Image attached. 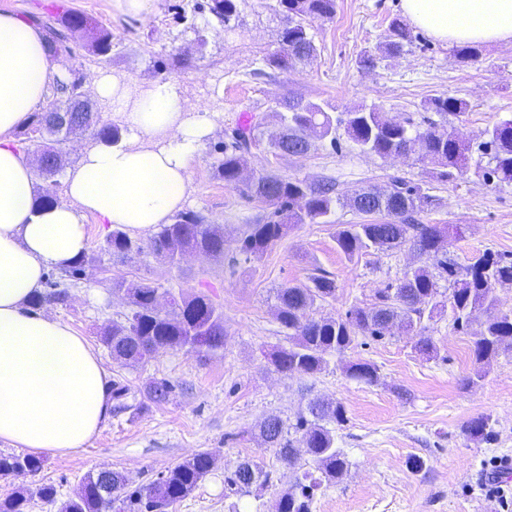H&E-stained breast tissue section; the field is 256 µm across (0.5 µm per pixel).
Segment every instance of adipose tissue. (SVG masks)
<instances>
[{
  "label": "adipose tissue",
  "instance_id": "ef3b65f1",
  "mask_svg": "<svg viewBox=\"0 0 512 512\" xmlns=\"http://www.w3.org/2000/svg\"><path fill=\"white\" fill-rule=\"evenodd\" d=\"M413 25L448 44L512 40V0H401ZM61 73L43 32L0 13V440L33 451L80 449L112 410L106 372L65 322L32 311L49 267L88 248L91 214L133 234L170 223L190 188L188 161L214 125L192 116L173 82L138 97L99 74L93 89L122 112L129 143L86 149L65 175L66 199L41 204L42 185L15 132Z\"/></svg>",
  "mask_w": 512,
  "mask_h": 512
}]
</instances>
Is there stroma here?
Segmentation results:
<instances>
[{
    "mask_svg": "<svg viewBox=\"0 0 512 512\" xmlns=\"http://www.w3.org/2000/svg\"><path fill=\"white\" fill-rule=\"evenodd\" d=\"M210 0H151L148 15L121 11L116 0H0V12L20 19L75 12L88 24L112 32V51L101 66L84 38H77L70 66L91 83L110 73L139 88L159 80L176 83L181 97L215 124L213 134L190 160V190L185 207L223 225V256L193 253L171 267L153 254L117 259L104 250L111 228L86 217L90 263L82 279L70 285L66 305L47 304L43 313L67 323L84 336L100 357L109 380L130 385L128 411L112 413L82 449L65 455L43 452L44 467L34 476H0V498L21 487L54 484L59 501L73 496L88 474L124 473L145 485L197 451L215 452V468L173 512H270L283 482L241 494L224 487V477L244 456L264 470L282 472L273 449L261 447L250 430L267 414L295 420L308 399L341 402L347 421L336 430V445L346 453L347 468L316 494L312 512H512V497H488L481 477L494 463L512 456V353L496 357L477 384L463 380L474 371L469 337L453 331L449 317L431 323L438 355L427 358L414 336L391 329L379 341L357 339L344 353L330 357L314 375H285L269 365L266 354L288 343L273 314L276 288L306 282L316 269L331 273L336 297L316 304L315 316H333L352 304L370 301L388 282L426 257L409 249L346 259L336 249V227L362 224L366 218L340 206L333 223L301 224L263 256L247 261L237 251L242 225L264 212L240 190L216 178L226 131L242 113L262 116L261 145L245 157L244 176L276 173L310 182L333 180L339 197L368 186L402 178L422 184L432 204L422 213L427 224H451L460 231L451 257L471 262L485 250L512 253V182H490L478 175L488 158L474 152L472 168L443 177L438 167L410 156L382 158L361 152L350 140L339 146L314 140L302 156H277L268 146L281 130L275 112L280 100L297 98L339 113L362 104L379 105L397 119L422 122L432 117V98L448 95L467 104L453 121L459 135L480 143L493 123L512 118V41L479 45L477 58L460 61L455 49L430 36L397 57H381L372 69L360 56L377 53L393 19L402 18L400 0H336L332 18L310 22L316 56L288 69L266 66L280 48L285 20L276 0H237L228 26L209 11ZM205 47H198V38ZM182 56L186 65L174 66ZM155 282L159 307L182 293L209 295L224 314L223 348L206 356L182 349L159 351L148 362L130 367L113 361L99 332L128 312L119 283ZM376 365L379 381L366 385L346 375L349 364ZM167 379L176 390L163 405L146 402L141 392L149 379ZM491 418L492 436L470 438L467 423ZM425 463L412 472L409 460Z\"/></svg>",
    "mask_w": 512,
    "mask_h": 512,
    "instance_id": "35a3bbf8",
    "label": "stroma"
}]
</instances>
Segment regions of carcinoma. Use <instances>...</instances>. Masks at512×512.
I'll list each match as a JSON object with an SVG mask.
<instances>
[{"label":"carcinoma","mask_w":512,"mask_h":512,"mask_svg":"<svg viewBox=\"0 0 512 512\" xmlns=\"http://www.w3.org/2000/svg\"><path fill=\"white\" fill-rule=\"evenodd\" d=\"M336 0H278V12L288 16V27L281 33L283 50L266 59L274 68H286L294 62L308 61L317 47L309 32L308 22L331 17ZM234 0H211L210 13L220 25L230 23L236 15ZM83 21L78 13L58 17L60 27L48 26L50 55L59 58L73 50L68 37L72 27ZM412 30L395 19L390 25L384 53L398 55L413 44ZM94 54L107 56L112 50V32L100 27L94 37ZM83 88L76 74H64L58 81L64 106L76 90ZM277 112L281 133L270 142L280 156L306 153L311 148L310 136L329 138L336 142V133L343 131L362 151L381 158L413 153L418 160L444 168L441 175L468 170L472 159L471 142L459 138L448 129V116L458 115L467 104L454 97L433 99L431 109L440 120H427V128L388 116L375 104L361 105L351 112L332 115L324 106L290 98L279 102ZM259 125L237 126L231 130L224 155L215 166L224 183L241 187L248 199L261 203L266 210L256 224H246L237 242L245 258L261 257L297 224H329L336 213L340 198L336 197L331 181L311 183L304 179L261 173L252 181L240 184L245 155L250 143L258 140ZM94 139L114 145L121 140L117 127L94 123L90 129ZM52 155L46 159L49 168L57 166L65 155L69 134L48 128L44 131ZM484 141L478 145L489 156L491 168L483 176L512 182V119L501 120L483 131ZM357 212L378 214L383 220L368 224H341L336 230V247L348 259L362 254L385 253L410 246L419 255L431 260L429 266L405 271L401 278L380 289L368 303L354 304L335 317L312 314L318 302L336 298V282L320 270L308 281L276 289V318L288 331L289 343L268 354L274 369L285 374L313 375L328 365V357L347 350L358 337L373 340L385 336L383 322L392 319L402 330L418 337L417 346L424 353L436 351L430 322L445 308L452 313V327L466 333L470 323L485 317L483 329L471 336V355L476 365L466 384H475L487 375L490 365L500 353L512 350V312L497 309L496 290L512 287V254L484 251L465 266L448 257L452 232L448 224H425L420 214L432 204L431 197L418 184L394 178L383 187L362 189L349 199ZM224 228L212 224L202 214L188 211L175 216L148 242L133 239L121 228H115L105 241L104 250L114 257L128 258L144 251L176 266L187 253L213 256L224 254ZM130 309L123 318L112 321L101 334V341L112 352V358L123 363H140L162 349L189 347L208 353L224 345V318L217 306L204 294L172 298L173 312L164 313L157 307L158 288L142 281L128 288ZM69 298L66 287L41 292L32 299V306L65 303ZM348 377L373 385L378 382V369L370 362L353 363L346 368ZM173 385L164 379H151L144 384L143 395L160 405L170 400ZM347 420L342 403L319 398L309 400L306 410L294 423L277 415L265 417L258 426V436L264 447L276 450L279 460L289 473L288 488L272 506V512H312V505L322 485L341 473L346 466L342 449L336 447V427ZM473 439L485 440L492 433L490 418L480 416L466 425ZM307 454L315 471H300V453ZM215 455L203 450L175 464L146 486H134L119 471L87 475L80 493L60 504V512H172L175 504L188 497L212 471ZM43 467L35 456L0 453V475H34ZM272 473L263 470L251 458H243L224 477L232 489L246 493L255 484L268 483ZM58 490L53 484L42 483L34 495L19 493L0 499V512H27L33 498L45 503L57 501Z\"/></svg>","instance_id":"obj_1"}]
</instances>
